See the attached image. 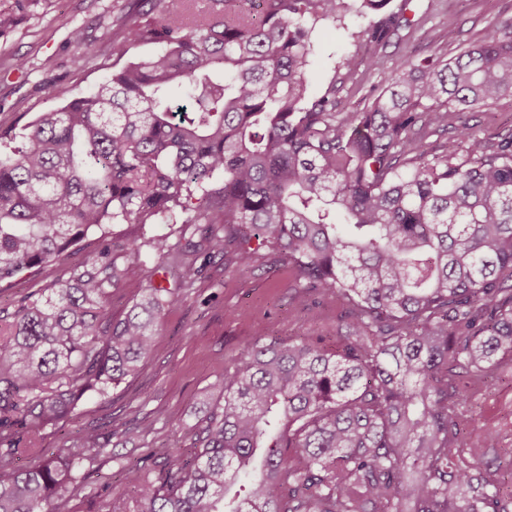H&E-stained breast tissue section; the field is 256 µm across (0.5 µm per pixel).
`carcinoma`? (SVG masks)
Segmentation results:
<instances>
[{
	"label": "carcinoma",
	"mask_w": 512,
	"mask_h": 512,
	"mask_svg": "<svg viewBox=\"0 0 512 512\" xmlns=\"http://www.w3.org/2000/svg\"><path fill=\"white\" fill-rule=\"evenodd\" d=\"M134 0L112 41L76 40L73 64L112 53V77L20 132H0V283L59 261L91 231L95 257L18 301L0 344V512H76L107 442L87 427L39 447L90 395L133 375L173 292L152 286L107 312L131 266L110 224H209L194 252L234 246L288 258L300 287L336 295L348 330L326 350L300 340L246 347L215 383L223 402L172 448L156 477L123 465L128 497L99 512H512V491L461 445L492 448L459 417L466 379L512 361V135L467 132L427 157L448 113L512 98V18L448 61L406 60L361 110L311 99L312 35L339 10L379 13L383 45L409 0ZM165 50L122 63L142 45ZM189 104L173 106V93ZM224 235L218 234V226ZM171 255L165 236L121 252Z\"/></svg>",
	"instance_id": "1"
}]
</instances>
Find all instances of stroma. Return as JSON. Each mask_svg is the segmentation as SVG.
<instances>
[{"mask_svg":"<svg viewBox=\"0 0 512 512\" xmlns=\"http://www.w3.org/2000/svg\"><path fill=\"white\" fill-rule=\"evenodd\" d=\"M129 0H6L15 7L16 23L0 32V129L21 128L39 112L54 107L48 88L70 87L73 95L95 89L112 74V61L98 58L85 68L72 62L74 36L101 40ZM407 17L424 20V28L401 30L376 49L359 33L374 17L337 14L322 21L313 39L307 68L308 93L335 91L339 111L363 107L372 89L381 87L401 61L430 53L456 56L478 40L495 21L512 17V0H411ZM355 55L354 70L342 66ZM489 144L512 133V98L475 107L464 118L449 114L446 132L456 138L459 122ZM100 248L92 232L63 260L17 274L0 284V310L12 312L18 301L64 277L70 266L95 255ZM142 273L114 288L108 302L113 319L123 318L149 283H171L160 259L143 252ZM199 274L193 285L174 291V303L159 319L155 349L138 373L113 389L105 399H84L68 420L45 429L42 447H61L85 427H96L109 441L107 456L96 464L95 482L79 487L73 504L88 512L92 499L127 496L121 465L139 460L147 451L189 450L201 424L200 406L209 386L232 370L245 345L306 339L325 348L336 345V332L347 320V309L335 295L318 289L305 303L294 300L297 282L291 268L277 255L264 252L253 273L241 277L235 268L206 253L194 255ZM468 432L492 433L495 445L477 454L491 467L512 465V363L493 375L472 381L469 397L459 408ZM151 422V433L128 440V431Z\"/></svg>","mask_w":512,"mask_h":512,"instance_id":"obj_1","label":"stroma"}]
</instances>
